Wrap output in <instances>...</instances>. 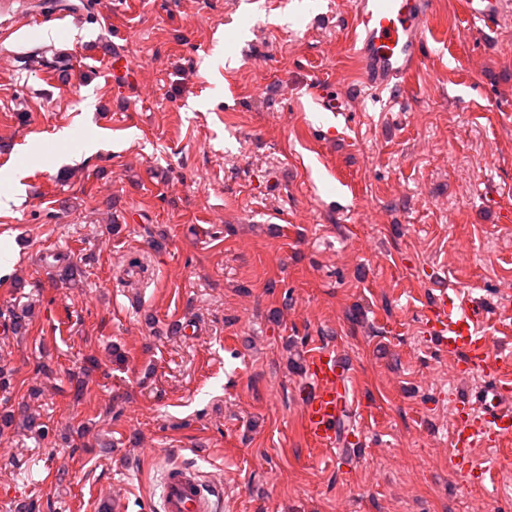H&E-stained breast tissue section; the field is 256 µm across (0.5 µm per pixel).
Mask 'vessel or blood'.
<instances>
[{
    "instance_id": "vessel-or-blood-1",
    "label": "vessel or blood",
    "mask_w": 512,
    "mask_h": 512,
    "mask_svg": "<svg viewBox=\"0 0 512 512\" xmlns=\"http://www.w3.org/2000/svg\"><path fill=\"white\" fill-rule=\"evenodd\" d=\"M434 0H356L352 19V51L368 94L406 87L425 62L427 32ZM466 16L480 32L496 30L512 0H464ZM309 93L321 112L342 114L344 100L334 89L316 84ZM486 315L481 301L469 291L440 292L429 304L427 327L438 347L456 357L467 372L481 373L488 382L477 399L480 414L456 430L452 447L456 460L469 464L473 448L512 437V371L503 359L490 356L480 324ZM306 388L303 428L316 445L334 447L340 423L351 411L350 372L342 355L323 348L305 356ZM154 512H218L222 490L182 463L163 469Z\"/></svg>"
}]
</instances>
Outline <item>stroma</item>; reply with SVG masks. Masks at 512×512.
I'll list each match as a JSON object with an SVG mask.
<instances>
[{"label":"stroma","instance_id":"stroma-1","mask_svg":"<svg viewBox=\"0 0 512 512\" xmlns=\"http://www.w3.org/2000/svg\"><path fill=\"white\" fill-rule=\"evenodd\" d=\"M112 2L0 7V178L26 187L0 211V323L26 316L0 412L48 428L0 434V512H152L173 460L222 475L221 512H512V440L474 451L493 481L455 470L443 418L479 385L422 322L464 288L512 347V15L486 37L434 0L422 69L374 101L355 0ZM317 81L347 99L333 139ZM319 345L355 385L347 460L300 427Z\"/></svg>","mask_w":512,"mask_h":512}]
</instances>
